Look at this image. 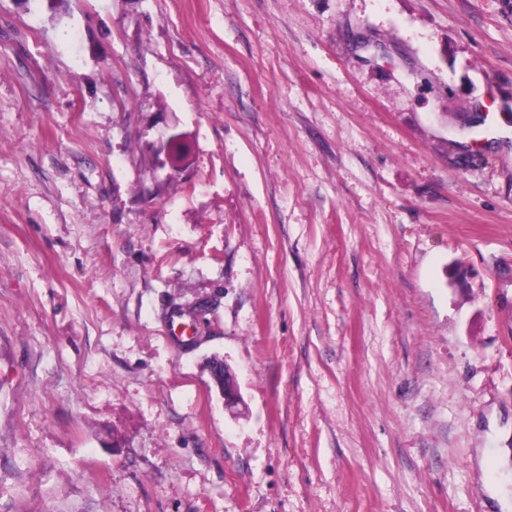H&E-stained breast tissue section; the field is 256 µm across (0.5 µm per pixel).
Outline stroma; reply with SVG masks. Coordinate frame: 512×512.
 <instances>
[{"label": "stroma", "mask_w": 512, "mask_h": 512, "mask_svg": "<svg viewBox=\"0 0 512 512\" xmlns=\"http://www.w3.org/2000/svg\"><path fill=\"white\" fill-rule=\"evenodd\" d=\"M501 448L512 0H0V512H512Z\"/></svg>", "instance_id": "1"}]
</instances>
